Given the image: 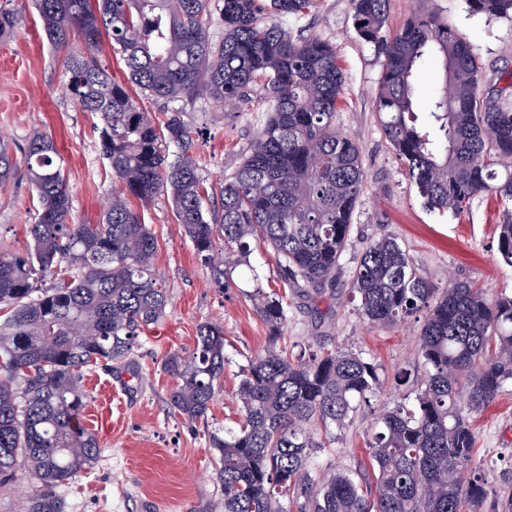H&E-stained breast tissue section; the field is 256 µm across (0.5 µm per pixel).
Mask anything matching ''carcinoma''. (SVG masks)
Masks as SVG:
<instances>
[{
	"instance_id": "obj_1",
	"label": "carcinoma",
	"mask_w": 512,
	"mask_h": 512,
	"mask_svg": "<svg viewBox=\"0 0 512 512\" xmlns=\"http://www.w3.org/2000/svg\"><path fill=\"white\" fill-rule=\"evenodd\" d=\"M314 0H224V38L210 40L208 0H33L49 41L84 49L68 55L65 88L96 116L99 150L112 168V197L97 224H69L64 169L55 143L34 136L24 165L39 204L31 245H0V485L19 462L34 488L26 512H62L55 487L99 458L83 414L84 374L129 358L139 334L168 303L153 274L157 239L131 200L145 205L164 192L196 255L222 288L232 267L255 248L273 251L283 288L321 295L336 286L351 218L363 190L360 148L336 129L344 75L333 46L294 36L266 16L299 18ZM472 12L512 18V0H467ZM388 0H354L357 36L382 70L376 110L386 139L407 166L425 207L460 213L477 197L503 203L497 252L512 266V74L495 94L480 87L481 67L469 41L448 20L414 13L386 32ZM17 19L0 10V38ZM119 47L127 81L98 61L101 32ZM429 58L443 73L428 119L414 94ZM263 84L268 119L235 173L220 187L221 206L203 205L193 156V130L179 111L154 120L130 86L157 101L191 95L243 102ZM17 159L0 140V184ZM51 279L42 289L39 283ZM351 290L361 315L384 327L426 311L419 357L424 377L416 405L386 411L368 441L375 486L338 472L327 480L309 468L324 447L313 429L342 426L379 388L378 366L351 352L294 354L277 347L287 313L283 298L256 287V311L268 347L250 361L239 386L240 419L208 433L224 487V512H479L490 490L474 471L473 414L512 383V295L494 298L469 282L439 292L410 263L391 235L358 258ZM177 378L170 410L190 422L208 420L224 376V330L205 323L186 357L169 355Z\"/></svg>"
}]
</instances>
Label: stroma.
I'll use <instances>...</instances> for the list:
<instances>
[{"label": "stroma", "mask_w": 512, "mask_h": 512, "mask_svg": "<svg viewBox=\"0 0 512 512\" xmlns=\"http://www.w3.org/2000/svg\"><path fill=\"white\" fill-rule=\"evenodd\" d=\"M0 7L17 17L15 35L0 39V135L17 157L34 135L51 137L67 180L69 223H98L111 195L112 171L100 155L95 115L82 111L65 91L68 51L47 41L31 0H0ZM353 11L352 0H315L308 15L280 21L286 30L318 36L335 47L345 78L336 127L358 142L366 175L335 287L320 295L303 289L284 292L272 251L259 248L250 254L248 265L232 272L227 286L217 287L166 196L156 197L145 207L144 220L158 241L153 270L167 289L169 303L161 320L142 332L140 346L127 361L112 372L85 375L89 404L84 421L96 432L101 453L90 469L57 487L64 512H224V489L206 429L238 420L242 371L268 346V328L252 299L255 285L285 296L282 345L349 351L378 365L382 391L351 422L333 428V441L316 449L309 462L318 473L345 471L366 482L374 479L366 442L380 416L395 404H415L414 385H396L395 376L403 370L417 377L424 374L417 322L374 326L358 310L351 280L366 246L392 235L434 287L469 281L492 297L512 293V267L497 253L503 211L495 198L478 197L456 216L423 206L385 138L376 112L380 61L357 37ZM414 13L448 18L475 48L484 91L499 89L500 74L512 71V19L472 13L467 0H388V31L399 29ZM175 107L194 131V156L209 203L219 205L221 185L267 121L266 93L255 87L249 100L237 106L196 97ZM36 208L26 171L18 169L0 185V235L10 249L21 252L29 246L26 228L35 222ZM255 272L261 276L257 284L251 278ZM209 321L224 328V376L207 423H192L169 410L167 398L175 380L163 362L173 352L188 355L199 325ZM472 424L476 461L490 490L493 495L511 493V383L483 413L473 416Z\"/></svg>", "instance_id": "obj_1"}]
</instances>
